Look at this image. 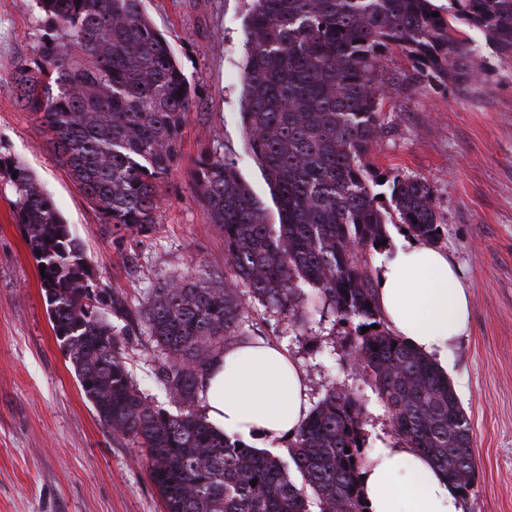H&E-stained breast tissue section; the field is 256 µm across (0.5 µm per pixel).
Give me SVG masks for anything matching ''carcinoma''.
I'll return each instance as SVG.
<instances>
[{"label":"carcinoma","instance_id":"carcinoma-1","mask_svg":"<svg viewBox=\"0 0 512 512\" xmlns=\"http://www.w3.org/2000/svg\"><path fill=\"white\" fill-rule=\"evenodd\" d=\"M142 2L40 0L46 37L15 76L18 103L119 234L158 223L162 184L191 108L189 83ZM435 12L433 0H253L240 115L278 223L267 221L233 163L199 158L194 184L224 238L225 271L169 280L150 291L144 309L167 354L159 382L175 413L134 382L104 315L111 289L91 274L52 199L28 168L0 158L13 219L45 266L39 281L54 335L100 424L143 449L164 512H310L312 500L318 512L366 509L364 411L352 393L326 390L288 442L286 460L215 431L196 411L205 372L239 335L241 281L285 314L309 312L312 293L327 304L338 325L353 329L349 355L398 441L430 457L464 491L461 499L472 494L470 419L448 377L384 327L364 257L386 249L394 214L420 242L437 243L444 229L428 183L379 173L369 162L382 131L377 76L387 55L401 51L410 80L423 88L466 92L474 48L459 21L512 59V0H450V15ZM382 176L390 212L374 191Z\"/></svg>","mask_w":512,"mask_h":512}]
</instances>
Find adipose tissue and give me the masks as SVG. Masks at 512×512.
<instances>
[{
  "label": "adipose tissue",
  "instance_id": "obj_1",
  "mask_svg": "<svg viewBox=\"0 0 512 512\" xmlns=\"http://www.w3.org/2000/svg\"><path fill=\"white\" fill-rule=\"evenodd\" d=\"M376 299L394 334L447 371L450 348L471 317L467 291L447 254L425 242L397 248L377 275ZM200 396L211 426L245 443L293 438L309 413L303 370L268 341L227 345ZM363 476L369 512H460L447 476L402 443L379 448Z\"/></svg>",
  "mask_w": 512,
  "mask_h": 512
}]
</instances>
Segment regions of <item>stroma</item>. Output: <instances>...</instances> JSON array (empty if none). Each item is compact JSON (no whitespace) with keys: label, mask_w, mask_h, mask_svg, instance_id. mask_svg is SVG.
Segmentation results:
<instances>
[{"label":"stroma","mask_w":512,"mask_h":512,"mask_svg":"<svg viewBox=\"0 0 512 512\" xmlns=\"http://www.w3.org/2000/svg\"><path fill=\"white\" fill-rule=\"evenodd\" d=\"M251 7L252 0H143L189 82L192 107L156 228L119 236L100 222L17 102L15 70L35 57L45 34L38 0H0V157L24 164L70 224L94 277L113 292L106 317L134 381L162 406L169 403L159 384L167 355L142 318L147 294L199 266L224 269V239L195 194L198 158L215 150L232 160L270 221L278 219L239 115ZM469 36L467 93L413 86L406 57L388 54L379 75L383 131L372 161L381 172L431 186L446 227L438 246L469 295L471 325L449 364L476 460L474 490L461 512H512V62L480 32ZM238 289L246 300L242 330L287 351L305 373L310 404L329 387L350 390L364 407L367 451L393 437L335 316L315 311L302 323L259 300L248 284ZM140 457L96 420L81 394L52 331L36 262L0 197V512H164Z\"/></svg>","instance_id":"35a3bbf8"}]
</instances>
